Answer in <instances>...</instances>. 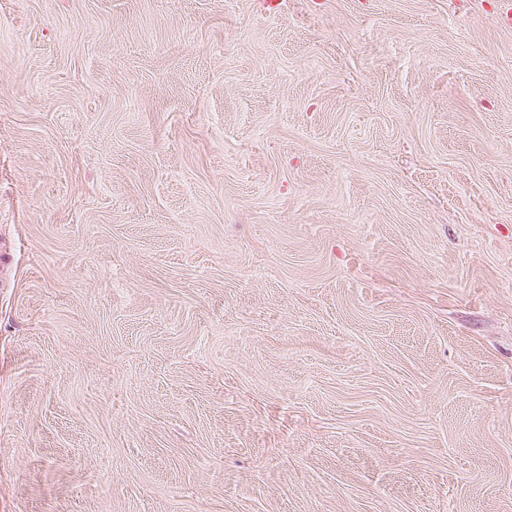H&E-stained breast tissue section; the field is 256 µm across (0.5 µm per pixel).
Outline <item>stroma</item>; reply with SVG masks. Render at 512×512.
<instances>
[{
	"label": "stroma",
	"instance_id": "35a3bbf8",
	"mask_svg": "<svg viewBox=\"0 0 512 512\" xmlns=\"http://www.w3.org/2000/svg\"><path fill=\"white\" fill-rule=\"evenodd\" d=\"M0 0V512H512V0Z\"/></svg>",
	"mask_w": 512,
	"mask_h": 512
}]
</instances>
